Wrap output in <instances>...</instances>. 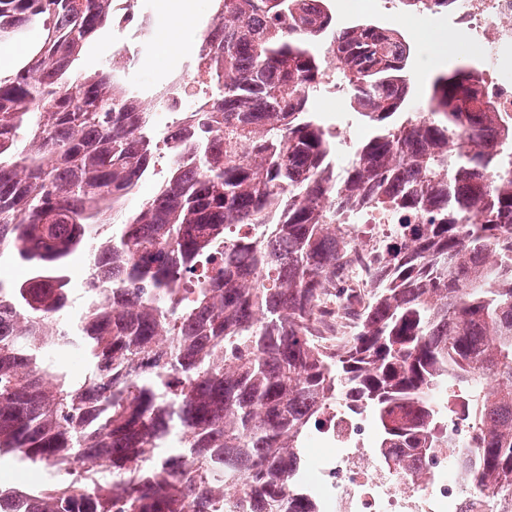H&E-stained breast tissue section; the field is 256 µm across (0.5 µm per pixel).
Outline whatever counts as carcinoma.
Instances as JSON below:
<instances>
[{"label": "carcinoma", "instance_id": "obj_1", "mask_svg": "<svg viewBox=\"0 0 512 512\" xmlns=\"http://www.w3.org/2000/svg\"><path fill=\"white\" fill-rule=\"evenodd\" d=\"M307 2L212 0L188 67L205 92L169 141L128 67L76 66L114 0H0V46L42 32L0 77V251L27 272L0 278V458L51 469L0 504L318 512L303 442L332 406L413 456L455 447L460 408L468 487L512 502V121L463 59L414 111L404 36ZM330 59L366 132L348 145L315 108ZM160 154L167 176L128 208ZM365 205L402 217L390 238L356 241ZM358 262L355 331L315 344L328 302H359Z\"/></svg>", "mask_w": 512, "mask_h": 512}]
</instances>
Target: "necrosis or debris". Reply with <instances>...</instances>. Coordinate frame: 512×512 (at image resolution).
<instances>
[{
    "instance_id": "obj_1",
    "label": "necrosis or debris",
    "mask_w": 512,
    "mask_h": 512,
    "mask_svg": "<svg viewBox=\"0 0 512 512\" xmlns=\"http://www.w3.org/2000/svg\"><path fill=\"white\" fill-rule=\"evenodd\" d=\"M447 10L479 49L478 96L512 116V0H448ZM323 421L307 444L323 512H490L479 492L465 488L456 449L419 460L399 448L382 455L365 416L330 410Z\"/></svg>"
}]
</instances>
